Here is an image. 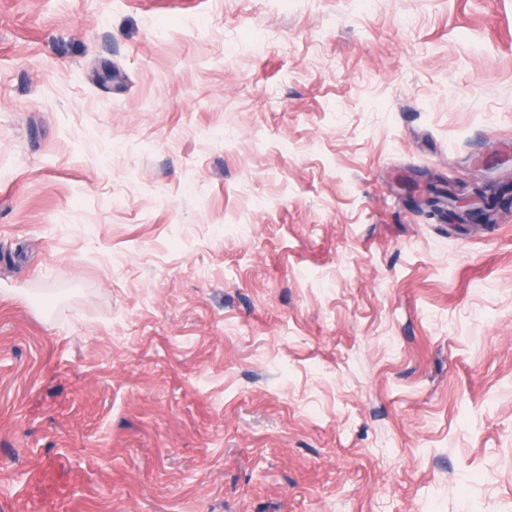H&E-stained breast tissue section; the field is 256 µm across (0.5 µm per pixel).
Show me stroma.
<instances>
[{
    "mask_svg": "<svg viewBox=\"0 0 512 512\" xmlns=\"http://www.w3.org/2000/svg\"><path fill=\"white\" fill-rule=\"evenodd\" d=\"M512 0H0V512H512ZM483 191V184L475 183L468 194L462 197L455 196L454 206L456 210L471 216L478 214L483 207L485 208L486 203H490L489 199L484 200Z\"/></svg>",
    "mask_w": 512,
    "mask_h": 512,
    "instance_id": "1",
    "label": "stroma"
}]
</instances>
